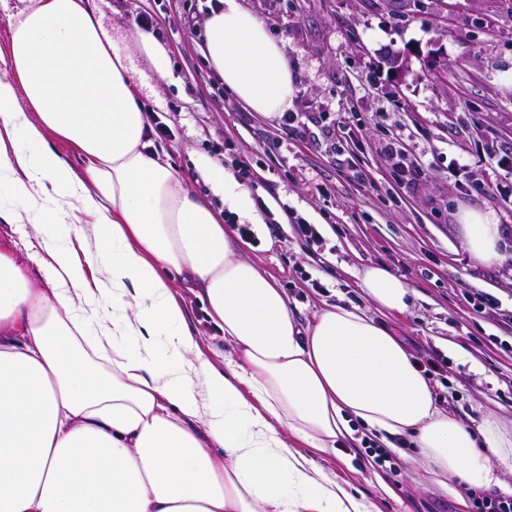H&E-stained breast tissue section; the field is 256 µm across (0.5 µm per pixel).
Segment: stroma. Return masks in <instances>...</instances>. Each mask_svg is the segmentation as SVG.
<instances>
[{
  "mask_svg": "<svg viewBox=\"0 0 512 512\" xmlns=\"http://www.w3.org/2000/svg\"><path fill=\"white\" fill-rule=\"evenodd\" d=\"M282 42L295 74L289 107L304 125L288 138L229 94L204 59L201 36L211 0H97L117 39L153 21L151 35L171 61L170 76L141 57V88L157 145L185 184L223 208L199 170L253 164L248 189L258 216L245 256L283 288L300 323L327 305L367 308L356 273L384 265L415 297L403 314L381 313L415 357L434 363L429 377L442 409L477 426L487 412L512 418V200H493L486 181L504 177L512 149V0H243ZM399 56L403 71L387 58ZM450 61L434 76L429 60ZM402 151L426 172L414 185L394 174L387 152ZM467 165L459 179L455 163ZM363 179H356L354 171ZM495 212L506 259L476 263L455 220L459 206ZM317 225L313 242L294 222ZM206 355L223 365L230 348L195 292L175 286ZM499 306L480 311L476 295ZM344 458L317 461L351 483L379 512H474L446 489L417 478L410 444L376 458L368 442Z\"/></svg>",
  "mask_w": 512,
  "mask_h": 512,
  "instance_id": "obj_1",
  "label": "stroma"
}]
</instances>
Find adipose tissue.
Returning <instances> with one entry per match:
<instances>
[{
    "label": "adipose tissue",
    "mask_w": 512,
    "mask_h": 512,
    "mask_svg": "<svg viewBox=\"0 0 512 512\" xmlns=\"http://www.w3.org/2000/svg\"><path fill=\"white\" fill-rule=\"evenodd\" d=\"M0 9L13 21L0 185L20 204L0 206V221L30 225L33 249L27 261L0 249V512H374L314 457L358 424L411 441L415 468L458 498L512 496V428L441 409L413 354L359 308L326 306L300 324L210 201L184 186L131 77L135 53L168 75L152 36L119 42L96 0ZM204 42L207 64L252 111L287 108L288 58L240 0L210 11ZM202 172L257 223L233 173L215 162ZM456 220L474 259L501 261L492 211L465 206ZM175 275L198 288L231 345L224 368L190 330ZM357 280L378 309L412 304L386 267Z\"/></svg>",
    "instance_id": "obj_1"
}]
</instances>
